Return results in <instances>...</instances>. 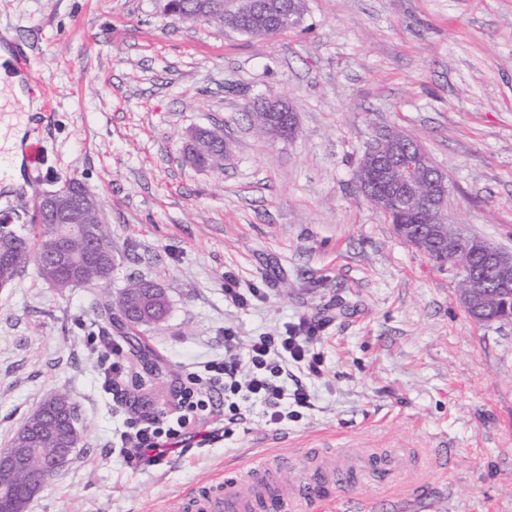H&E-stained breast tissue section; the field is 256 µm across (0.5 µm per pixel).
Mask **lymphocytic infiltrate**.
Instances as JSON below:
<instances>
[{
  "label": "lymphocytic infiltrate",
  "mask_w": 512,
  "mask_h": 512,
  "mask_svg": "<svg viewBox=\"0 0 512 512\" xmlns=\"http://www.w3.org/2000/svg\"><path fill=\"white\" fill-rule=\"evenodd\" d=\"M322 323L300 321L277 333L251 337L245 354L234 347L238 337L233 329L224 331V357L207 361L202 370L186 374L173 399L174 409L163 416L131 408L120 443L125 464L137 471L157 466L174 449L182 446L188 433L209 443L226 433L241 417L240 400L262 402L273 423L300 418L309 407L311 395L303 386L288 388L289 366L316 377L322 373V359L314 346ZM88 346L99 353L102 385L111 391L113 402L123 400L121 384L133 373L122 343L114 338L91 335Z\"/></svg>",
  "instance_id": "obj_1"
}]
</instances>
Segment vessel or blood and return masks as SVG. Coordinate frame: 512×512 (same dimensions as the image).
Returning a JSON list of instances; mask_svg holds the SVG:
<instances>
[{
	"mask_svg": "<svg viewBox=\"0 0 512 512\" xmlns=\"http://www.w3.org/2000/svg\"><path fill=\"white\" fill-rule=\"evenodd\" d=\"M270 469L267 461L254 460L240 466L235 476L197 489L190 503L192 512H284L286 500L267 493L264 476ZM335 481V473L313 463L294 499L304 503L321 497L328 500L332 512H341L343 503L330 489Z\"/></svg>",
	"mask_w": 512,
	"mask_h": 512,
	"instance_id": "vessel-or-blood-1",
	"label": "vessel or blood"
}]
</instances>
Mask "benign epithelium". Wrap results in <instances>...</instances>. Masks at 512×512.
I'll use <instances>...</instances> for the list:
<instances>
[{
    "instance_id": "obj_1",
    "label": "benign epithelium",
    "mask_w": 512,
    "mask_h": 512,
    "mask_svg": "<svg viewBox=\"0 0 512 512\" xmlns=\"http://www.w3.org/2000/svg\"><path fill=\"white\" fill-rule=\"evenodd\" d=\"M261 19L266 25V31L277 34L284 27L295 26L301 20V16L295 8L290 6L289 0H232V6L223 12L210 16L220 26H230L238 31L243 30L246 19ZM253 105L263 109L266 113L265 130L268 137H278L276 122L272 116L277 112L289 113L288 125L297 129V116L288 100L282 97H259L253 100ZM395 140L389 131H384L372 139L365 155L360 161L362 170L370 169L374 178L383 187V191L372 190V185L363 183L360 185L364 195H374L370 202L381 207L384 199H391L403 211L414 208L422 211L428 209L439 213L446 212L442 202L448 197V177L444 173L433 170L424 181L417 180L419 168L426 167L422 159L411 164H406L399 157V151L393 148ZM80 202L82 208L94 210L98 207L96 196L84 188H77L69 182L63 183L53 191L42 195L39 207L35 215V223H40L42 216L50 215L55 221L72 235L85 239L96 238L94 227L88 224H74L70 220V213L74 202ZM464 235H455L448 231L443 224H432L425 237L418 239L416 247L423 250L430 258L439 263H452L449 270L458 274L464 272L467 267L468 251L461 248ZM486 261L493 269L496 280L501 283L512 282V253L502 251L494 247H488L485 251ZM78 429L60 438L58 448L54 453L45 458L40 449L29 448L25 454H17L12 448L0 449V471L26 472L30 475L29 497L33 498L45 490L48 483L62 471L71 461L76 451L75 436Z\"/></svg>"
}]
</instances>
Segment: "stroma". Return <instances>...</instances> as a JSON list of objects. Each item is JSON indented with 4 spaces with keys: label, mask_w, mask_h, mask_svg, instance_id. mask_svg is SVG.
<instances>
[{
    "label": "stroma",
    "mask_w": 512,
    "mask_h": 512,
    "mask_svg": "<svg viewBox=\"0 0 512 512\" xmlns=\"http://www.w3.org/2000/svg\"><path fill=\"white\" fill-rule=\"evenodd\" d=\"M27 52L43 88L49 161L37 192L75 179L112 234L108 288L63 290L28 265L0 288V448L46 398L78 406L82 442L27 512H183L182 499L261 458L292 497L310 456L351 475L344 512H512V321L473 320L461 278L402 240L360 192L378 130L416 140L448 177V221L512 252V0H305L302 22L253 38L186 24L163 0H0V44ZM276 94L298 116L290 141L250 127L248 101ZM224 136L194 167L190 134ZM143 278L170 309L141 333L159 375L126 392L163 414L182 377L299 320L323 321L322 374L297 421L242 402L227 436L139 472L112 439L127 417L102 388L90 332L103 295ZM256 288L238 306L225 288Z\"/></svg>",
    "instance_id": "35a3bbf8"
}]
</instances>
